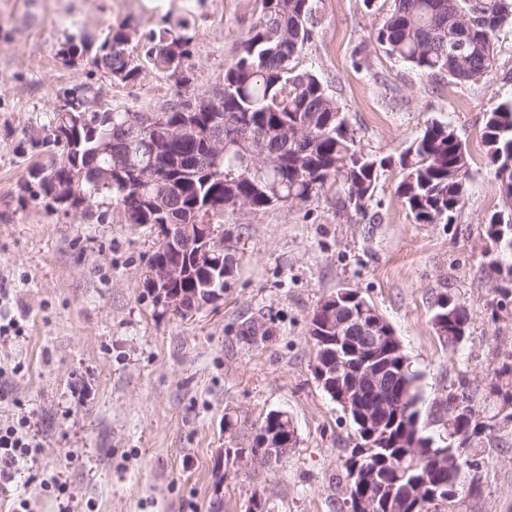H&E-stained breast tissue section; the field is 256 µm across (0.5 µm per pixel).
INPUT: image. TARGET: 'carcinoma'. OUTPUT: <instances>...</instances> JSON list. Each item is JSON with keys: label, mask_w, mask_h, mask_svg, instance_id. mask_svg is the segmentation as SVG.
Segmentation results:
<instances>
[{"label": "carcinoma", "mask_w": 512, "mask_h": 512, "mask_svg": "<svg viewBox=\"0 0 512 512\" xmlns=\"http://www.w3.org/2000/svg\"><path fill=\"white\" fill-rule=\"evenodd\" d=\"M257 20L241 36L235 62L224 70V99L214 112L197 115L196 128L178 131L168 145L166 159L154 152L155 140L178 124L181 102L176 101L156 113L158 126L144 132L128 124V110L103 104L100 91L88 87L79 93L81 109L75 116L83 123L66 138L56 134L71 124L61 111L53 113L46 143L56 148L50 158V171L63 178L65 166L75 155L85 167L77 187L85 209L104 196L123 210L129 224H193L196 213L207 202L246 201L250 209L262 211L274 206L292 208L321 194L327 183L340 182L342 208L365 213L377 180L378 160L366 152L350 130L345 112L316 74L298 71L292 61L311 41L319 21L313 0H260ZM512 27V0H392L385 19L373 31L374 43L387 56L403 62L430 77H446L457 84H477L491 72L495 63L499 34ZM193 37L185 18L168 21L160 32L152 31L139 39L127 23L110 28L98 45L94 64L104 73L130 83L139 78L140 61L175 77L167 66L161 48L176 45L180 57L191 53ZM87 35L70 38L60 49L62 58L82 57L92 46ZM112 139V156L98 155L95 146ZM224 142V153L210 152L209 142ZM482 142L494 178L506 198L504 209L495 212L486 224V237L501 224L499 252L490 257L488 268L512 285V263L507 268L499 260L512 257V99L497 104L486 113ZM264 152L278 160L270 166L250 165L245 153ZM404 176L397 193L416 224H453L466 203L470 154L456 130L448 123L432 120L422 134L401 154ZM112 162V186L91 180L100 167ZM155 167L165 179L142 187V206H124L135 190L127 181L138 169ZM201 275L187 276L177 288L187 300L206 304L211 294L224 291L227 280L216 279L203 286ZM470 317L461 306L454 322L437 333L441 343L455 349L469 337ZM395 375L374 396L380 405L399 402L405 417L398 418L383 409L376 423L387 433L386 447L375 448L354 459L351 448L344 461L346 512H356L358 489L352 479V465L377 471L378 483L372 495L378 501L393 495L390 509L410 512L404 496L412 477L424 475L436 484L433 496L416 512H447L458 496L463 471L478 472V454H463L453 443L455 456L440 462L430 449L417 456L405 455L399 441L409 438L411 426L418 425L420 436L431 437L421 415L434 418L436 431L444 429L443 419L452 412L458 441L468 444L492 433L493 425L478 417L465 392L466 382L441 396L436 408L422 412L425 403L422 375L410 364L393 361ZM485 402L492 408H512V364L495 370V378L485 391ZM289 420L269 411L256 425L252 441L234 454L264 452V438Z\"/></svg>", "instance_id": "carcinoma-1"}]
</instances>
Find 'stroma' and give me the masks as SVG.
I'll use <instances>...</instances> for the list:
<instances>
[{
  "label": "stroma",
  "mask_w": 512,
  "mask_h": 512,
  "mask_svg": "<svg viewBox=\"0 0 512 512\" xmlns=\"http://www.w3.org/2000/svg\"><path fill=\"white\" fill-rule=\"evenodd\" d=\"M319 24L295 60L343 108L357 141L382 160L366 213L343 211L338 189L293 207L226 211L239 228L236 265L220 299L189 318L142 296L154 234L110 198L74 211L26 189L47 163L46 125L65 92L90 85L105 103L161 111L222 86L258 0H0V425L25 418L40 446L0 484V512H340L353 432L312 373L313 310L348 286L374 305L422 375L426 400L467 378L476 407L493 370L512 362V295L486 269L484 225L504 204L481 134L512 98V29L473 85L430 78L370 37L389 5L316 0ZM184 17L195 37L188 85L152 66L113 81L91 57H58L69 36L138 34ZM450 124L470 160L468 200L452 224H417L396 188L400 154L431 120ZM467 306L470 336L442 347L430 323L440 291ZM255 336H242L248 323ZM294 420L298 443L253 471L229 451L270 410ZM238 426L225 430V415ZM482 493L461 512H512V419L499 414L482 448Z\"/></svg>",
  "instance_id": "stroma-1"
}]
</instances>
